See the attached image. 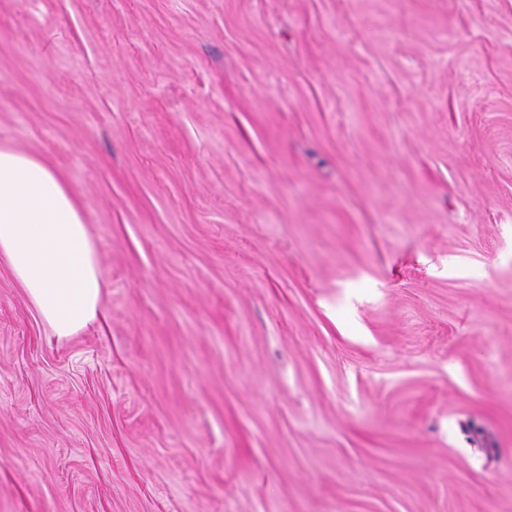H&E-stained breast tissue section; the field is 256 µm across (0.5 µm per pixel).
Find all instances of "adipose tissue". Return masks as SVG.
<instances>
[{
    "instance_id": "1",
    "label": "adipose tissue",
    "mask_w": 512,
    "mask_h": 512,
    "mask_svg": "<svg viewBox=\"0 0 512 512\" xmlns=\"http://www.w3.org/2000/svg\"><path fill=\"white\" fill-rule=\"evenodd\" d=\"M0 258L57 336L96 319L103 282L77 196L44 159L1 145Z\"/></svg>"
}]
</instances>
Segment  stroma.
<instances>
[{"mask_svg":"<svg viewBox=\"0 0 512 512\" xmlns=\"http://www.w3.org/2000/svg\"><path fill=\"white\" fill-rule=\"evenodd\" d=\"M0 145L104 280L0 260V512H512V0H0ZM60 337L97 318L102 276L83 208L41 157L0 145V258Z\"/></svg>","mask_w":512,"mask_h":512,"instance_id":"1","label":"stroma"}]
</instances>
